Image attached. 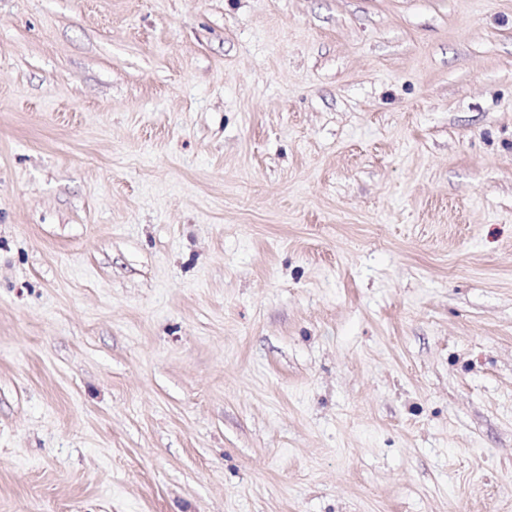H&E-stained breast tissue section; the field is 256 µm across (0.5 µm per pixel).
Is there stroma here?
Wrapping results in <instances>:
<instances>
[{"label":"stroma","mask_w":512,"mask_h":512,"mask_svg":"<svg viewBox=\"0 0 512 512\" xmlns=\"http://www.w3.org/2000/svg\"><path fill=\"white\" fill-rule=\"evenodd\" d=\"M0 512H512V0H0Z\"/></svg>","instance_id":"1"}]
</instances>
